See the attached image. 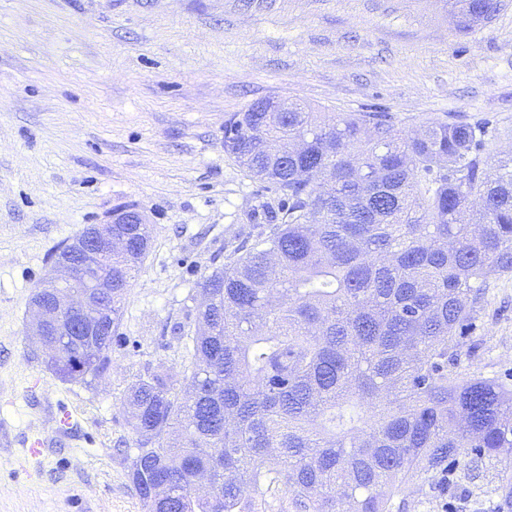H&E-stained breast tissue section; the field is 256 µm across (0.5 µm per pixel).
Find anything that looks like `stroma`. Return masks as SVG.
<instances>
[{"mask_svg": "<svg viewBox=\"0 0 512 512\" xmlns=\"http://www.w3.org/2000/svg\"><path fill=\"white\" fill-rule=\"evenodd\" d=\"M449 0H0V512H144L123 412L148 369H185L198 282L260 230L271 200L224 150V123L279 96L312 110L490 121L512 147V0L471 32ZM120 205L152 244L104 375L65 381L28 336L52 256ZM458 378L512 372V277L491 283ZM74 427L57 437L52 413ZM39 434L52 446L30 456ZM403 512H496L499 468L473 456Z\"/></svg>", "mask_w": 512, "mask_h": 512, "instance_id": "35a3bbf8", "label": "stroma"}]
</instances>
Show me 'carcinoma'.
Masks as SVG:
<instances>
[{"instance_id":"cac0c4a2","label":"carcinoma","mask_w":512,"mask_h":512,"mask_svg":"<svg viewBox=\"0 0 512 512\" xmlns=\"http://www.w3.org/2000/svg\"><path fill=\"white\" fill-rule=\"evenodd\" d=\"M457 30L500 0H457ZM251 104L224 149L268 183L266 225L198 283L184 395L162 370L134 383L130 481L145 512H394L448 460L504 463L512 508V384L460 379L490 283L512 274V151L492 158L491 122L434 120L404 134L387 112H289ZM107 255L118 325L151 246L147 224H114ZM50 367L99 376L110 336L47 330Z\"/></svg>"}]
</instances>
